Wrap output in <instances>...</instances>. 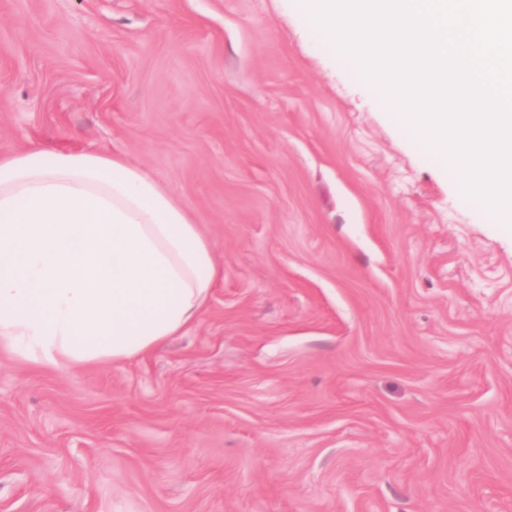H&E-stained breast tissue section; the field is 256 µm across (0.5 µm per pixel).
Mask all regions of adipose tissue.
<instances>
[{
    "instance_id": "adipose-tissue-1",
    "label": "adipose tissue",
    "mask_w": 512,
    "mask_h": 512,
    "mask_svg": "<svg viewBox=\"0 0 512 512\" xmlns=\"http://www.w3.org/2000/svg\"><path fill=\"white\" fill-rule=\"evenodd\" d=\"M219 277L191 213L126 157L0 156V344L13 355L140 357L193 324Z\"/></svg>"
}]
</instances>
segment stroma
<instances>
[{
    "label": "stroma",
    "instance_id": "35a3bbf8",
    "mask_svg": "<svg viewBox=\"0 0 512 512\" xmlns=\"http://www.w3.org/2000/svg\"><path fill=\"white\" fill-rule=\"evenodd\" d=\"M300 8L0 0V155H124L221 272L126 363L0 349V512H512V228Z\"/></svg>",
    "mask_w": 512,
    "mask_h": 512
}]
</instances>
